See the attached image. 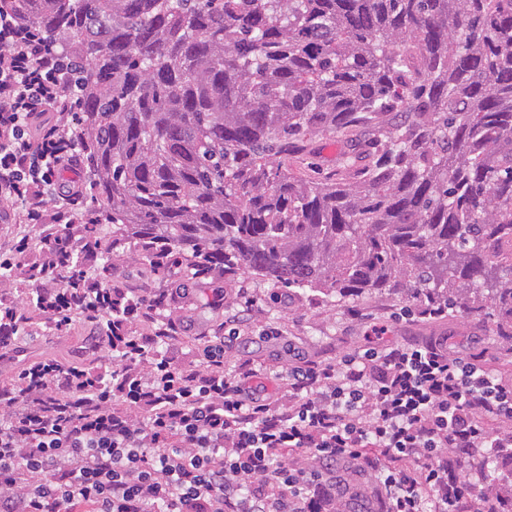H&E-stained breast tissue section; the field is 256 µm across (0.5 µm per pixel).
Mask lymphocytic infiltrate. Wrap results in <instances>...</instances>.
I'll use <instances>...</instances> for the list:
<instances>
[{
    "mask_svg": "<svg viewBox=\"0 0 512 512\" xmlns=\"http://www.w3.org/2000/svg\"><path fill=\"white\" fill-rule=\"evenodd\" d=\"M81 111L56 44L0 8V350L21 331L20 274L47 328L83 318L102 338L98 372L45 358L0 387V512H350L364 494L375 512H502L481 475L512 458V378L479 357L382 345L377 326L336 361L271 374L239 359L242 317L178 363L164 293L99 274L116 256L88 231L110 214L86 177ZM268 375L274 396H256Z\"/></svg>",
    "mask_w": 512,
    "mask_h": 512,
    "instance_id": "1",
    "label": "lymphocytic infiltrate"
}]
</instances>
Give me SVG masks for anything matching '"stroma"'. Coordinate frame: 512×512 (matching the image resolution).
<instances>
[{"mask_svg":"<svg viewBox=\"0 0 512 512\" xmlns=\"http://www.w3.org/2000/svg\"><path fill=\"white\" fill-rule=\"evenodd\" d=\"M362 136H317L307 154L293 163L295 171L320 180L336 173L344 157L362 149ZM121 261L112 278L126 288H160L172 295V305L181 317V331L174 349L182 363L193 362L195 336L221 335L225 317L248 310L253 340L242 355L267 365H282L296 352L313 361H334L365 343L373 326H386L384 343H426L447 338L451 349L475 354L491 361L503 373L512 375V342L500 336L495 316L472 318L456 311L440 319H424L418 307L396 296L370 295L343 300L326 298L308 288H277L255 276L239 271L217 277L187 276L183 269L154 273L143 255L129 245L119 249ZM33 284L18 279L14 300L27 318L26 331L18 340L27 359L53 358L64 364L77 363L93 370L97 367L90 350L94 339L93 323L78 319L62 333L46 330L43 317L31 301ZM223 302H216V295ZM286 334L267 339L275 327Z\"/></svg>","mask_w":512,"mask_h":512,"instance_id":"35a3bbf8","label":"stroma"}]
</instances>
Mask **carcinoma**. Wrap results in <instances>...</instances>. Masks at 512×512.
<instances>
[{
    "instance_id": "1",
    "label": "carcinoma",
    "mask_w": 512,
    "mask_h": 512,
    "mask_svg": "<svg viewBox=\"0 0 512 512\" xmlns=\"http://www.w3.org/2000/svg\"><path fill=\"white\" fill-rule=\"evenodd\" d=\"M2 2L75 65L112 244L512 328V0ZM364 129V163L291 168Z\"/></svg>"
}]
</instances>
